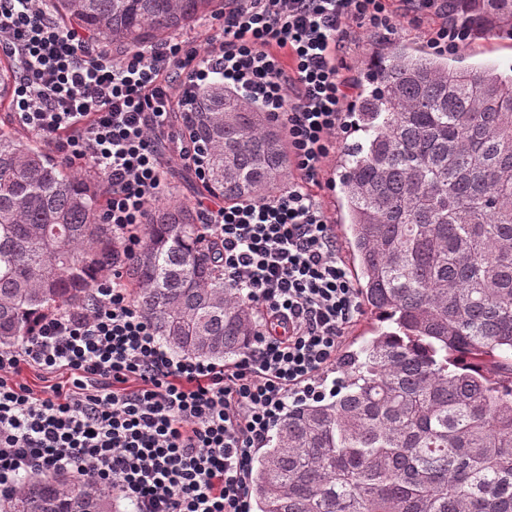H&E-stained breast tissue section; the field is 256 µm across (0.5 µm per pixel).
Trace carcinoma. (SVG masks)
I'll return each instance as SVG.
<instances>
[{
  "label": "carcinoma",
  "mask_w": 512,
  "mask_h": 512,
  "mask_svg": "<svg viewBox=\"0 0 512 512\" xmlns=\"http://www.w3.org/2000/svg\"><path fill=\"white\" fill-rule=\"evenodd\" d=\"M217 0H47L51 17L119 53L159 44ZM468 35H512V0H448ZM17 77L0 61V100ZM354 108L340 206L377 336L343 359L342 390L288 407L255 456L254 512H512V75L394 42ZM206 188L227 203L283 186L282 131L236 89L196 92ZM109 187L0 130V346L36 318L84 306L117 241ZM141 312L176 353L231 358L254 326L224 286L196 207L149 210L125 268ZM71 473L23 479L5 512H115Z\"/></svg>",
  "instance_id": "obj_1"
}]
</instances>
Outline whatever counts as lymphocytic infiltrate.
Here are the masks:
<instances>
[{"label":"lymphocytic infiltrate","mask_w":512,"mask_h":512,"mask_svg":"<svg viewBox=\"0 0 512 512\" xmlns=\"http://www.w3.org/2000/svg\"><path fill=\"white\" fill-rule=\"evenodd\" d=\"M219 44L173 38L113 60L45 0H0V54L17 65L14 118L68 162L96 168L118 251L78 309L45 315L0 346V499L28 475L75 472L118 490L130 512H251L254 452L288 410L317 394L359 310L336 234L310 191L334 150L348 99L352 28H391L388 0H225ZM220 79L282 124L299 173L271 198L211 194L198 212L224 283L251 307L240 356L177 355L138 309L124 265L162 189L174 113ZM58 374L37 393L23 369Z\"/></svg>","instance_id":"1"}]
</instances>
